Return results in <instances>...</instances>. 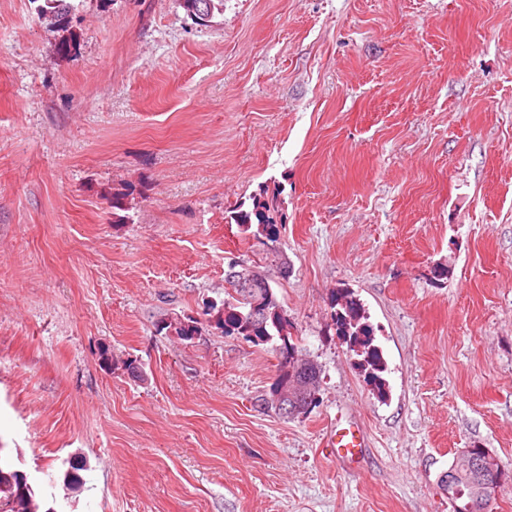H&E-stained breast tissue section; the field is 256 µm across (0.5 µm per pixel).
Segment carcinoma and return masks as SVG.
Segmentation results:
<instances>
[{"instance_id":"cac0c4a2","label":"carcinoma","mask_w":512,"mask_h":512,"mask_svg":"<svg viewBox=\"0 0 512 512\" xmlns=\"http://www.w3.org/2000/svg\"><path fill=\"white\" fill-rule=\"evenodd\" d=\"M77 5L74 0H39L37 12L41 20L51 29L65 31L70 24ZM251 204H239L228 211L225 216L227 223L238 227L245 241L266 239L276 241L278 224L283 222L282 212L278 204L277 194H268L266 189L250 197ZM335 299L341 301L336 310L335 325L344 336L349 337L355 352L363 356L364 367L369 370V378L375 384L378 392H383L382 378L378 372L382 370V362L378 350L373 345L372 328L366 321L365 310L354 294L341 289ZM263 306L268 312L265 326L257 327L246 318H241L239 312L245 309V304L239 299L224 293V299L208 305L206 314L211 316L209 322L224 332L226 336H257L259 343H269V338H278L283 330V324L276 310L281 308L273 288L265 289ZM293 351L299 355L298 362L309 371L311 383L320 387L321 368L312 359L301 356L297 342H291ZM0 512H43L31 487H25L14 477L0 475Z\"/></svg>"}]
</instances>
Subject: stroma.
<instances>
[{
	"mask_svg": "<svg viewBox=\"0 0 512 512\" xmlns=\"http://www.w3.org/2000/svg\"><path fill=\"white\" fill-rule=\"evenodd\" d=\"M70 32L0 0V457L44 507L451 512L458 449L512 470V0H81ZM263 187L271 263L224 220ZM242 260L321 368L306 417L257 404L271 345L207 323ZM341 299L342 303H336L339 309L336 310L335 325L337 330L343 336H349L352 341L354 350L357 355L363 356L362 363L369 371L368 377L375 384L377 390H383L382 378L377 374L382 372V362L378 350L373 345L372 328L367 323L365 310L354 294L347 290L341 289L335 296V301ZM359 346V348H357ZM366 447L365 438L358 428L336 426L332 448L336 458L342 461L353 460L363 453Z\"/></svg>",
	"mask_w": 512,
	"mask_h": 512,
	"instance_id": "1",
	"label": "stroma"
}]
</instances>
